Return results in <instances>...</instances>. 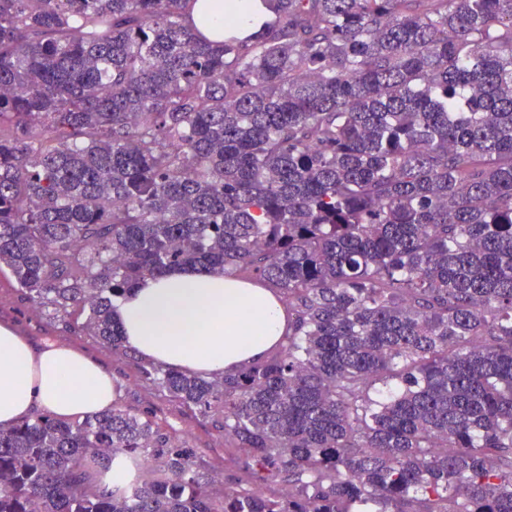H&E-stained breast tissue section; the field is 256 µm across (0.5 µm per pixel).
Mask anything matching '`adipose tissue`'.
<instances>
[{"mask_svg":"<svg viewBox=\"0 0 512 512\" xmlns=\"http://www.w3.org/2000/svg\"><path fill=\"white\" fill-rule=\"evenodd\" d=\"M126 345L147 362L220 375L262 358L285 329L283 303L272 291L232 277L176 270L134 285L113 302ZM111 376L82 350L33 348L0 325V425L41 411L59 419L111 409Z\"/></svg>","mask_w":512,"mask_h":512,"instance_id":"adipose-tissue-1","label":"adipose tissue"}]
</instances>
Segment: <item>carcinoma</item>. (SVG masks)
Here are the masks:
<instances>
[{
	"label": "carcinoma",
	"mask_w": 512,
	"mask_h": 512,
	"mask_svg": "<svg viewBox=\"0 0 512 512\" xmlns=\"http://www.w3.org/2000/svg\"><path fill=\"white\" fill-rule=\"evenodd\" d=\"M197 3L0 0V268L114 353L147 277L272 290L274 354L139 367L253 489L114 404L0 427V512H512V0ZM260 0H225L224 1H216L223 2V5L220 10L213 13H206L202 3H198L196 5L193 18L196 24L199 23L200 13L204 12L206 14L207 25L212 30L216 28H224V5L225 9L227 7L230 10L235 18L238 21V24L242 26L244 29H249L253 26V22L255 21V11L257 9L256 3Z\"/></svg>",
	"instance_id": "carcinoma-1"
}]
</instances>
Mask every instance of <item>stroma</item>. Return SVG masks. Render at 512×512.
Instances as JSON below:
<instances>
[{"label":"stroma","instance_id":"35a3bbf8","mask_svg":"<svg viewBox=\"0 0 512 512\" xmlns=\"http://www.w3.org/2000/svg\"><path fill=\"white\" fill-rule=\"evenodd\" d=\"M0 324H8L37 348L53 343L73 345L94 358L112 376L117 404L138 414L155 417L172 433L176 444L198 449L233 485L244 478L246 456L225 447L224 433L199 414L185 411L143 384L135 365L86 336L79 325L53 319L48 310L34 308L17 288L8 271L0 272Z\"/></svg>","mask_w":512,"mask_h":512}]
</instances>
